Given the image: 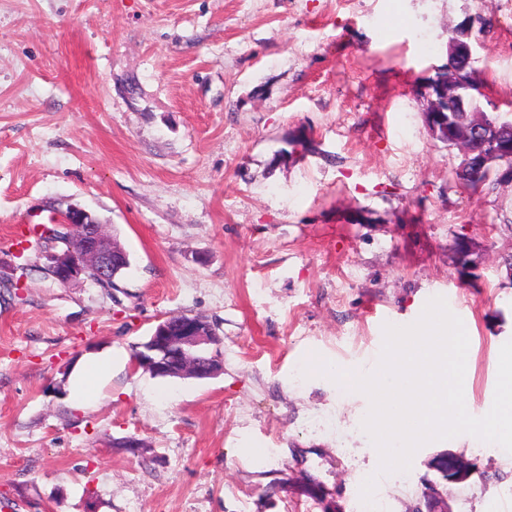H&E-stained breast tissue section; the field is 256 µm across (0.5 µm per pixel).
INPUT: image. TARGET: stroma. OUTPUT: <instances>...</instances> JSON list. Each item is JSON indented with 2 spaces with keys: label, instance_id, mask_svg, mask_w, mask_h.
Instances as JSON below:
<instances>
[{
  "label": "stroma",
  "instance_id": "1",
  "mask_svg": "<svg viewBox=\"0 0 512 512\" xmlns=\"http://www.w3.org/2000/svg\"><path fill=\"white\" fill-rule=\"evenodd\" d=\"M464 22L480 106L511 117L512 0H0V512H347L373 474L395 512L430 481L447 512L466 491L512 512L499 448L461 434L383 473L364 395L294 382L317 358L368 368L384 324L440 296L469 336L470 408L493 405L512 184L460 185L423 121ZM60 201L127 250L125 292L15 272ZM171 315L213 325L223 373L133 369ZM106 353L75 408L69 377ZM445 453L478 473L441 480Z\"/></svg>",
  "mask_w": 512,
  "mask_h": 512
}]
</instances>
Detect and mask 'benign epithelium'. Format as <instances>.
<instances>
[{
  "label": "benign epithelium",
  "mask_w": 512,
  "mask_h": 512,
  "mask_svg": "<svg viewBox=\"0 0 512 512\" xmlns=\"http://www.w3.org/2000/svg\"><path fill=\"white\" fill-rule=\"evenodd\" d=\"M448 57L457 60L456 66L440 68L437 75L429 79L424 116L432 118L445 111L469 113V119L464 123L448 121V148L458 151L461 166L496 171L499 180L512 183V120L491 121L485 111L470 105L471 98L483 95V88L473 67L469 26L461 25L450 30ZM87 215L84 210L71 215L59 211L50 223L38 225L33 232L38 242L63 235L66 248L40 249L36 266L65 287L87 281L93 273L98 278V285L107 288L112 281L108 236L102 227L87 221ZM217 342L204 320L180 315L174 322L164 319L157 324L133 363L138 368L145 364L164 372L169 369L173 354L188 358ZM438 471L443 479L459 482L469 478L474 467L464 468L457 460L445 457L439 463Z\"/></svg>",
  "instance_id": "7a95c632"
}]
</instances>
